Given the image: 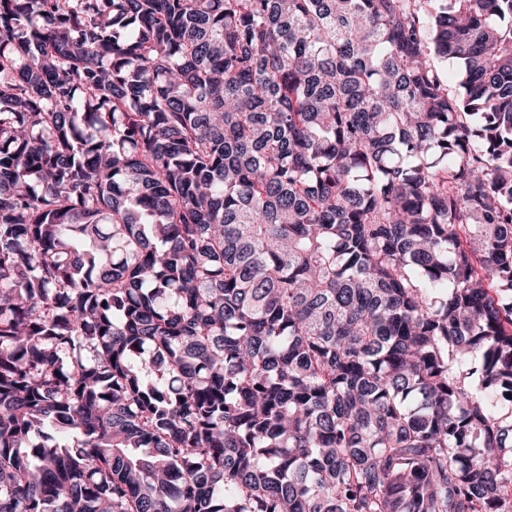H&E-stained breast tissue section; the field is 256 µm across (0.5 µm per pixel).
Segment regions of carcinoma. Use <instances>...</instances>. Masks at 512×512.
<instances>
[{
    "label": "carcinoma",
    "instance_id": "carcinoma-1",
    "mask_svg": "<svg viewBox=\"0 0 512 512\" xmlns=\"http://www.w3.org/2000/svg\"><path fill=\"white\" fill-rule=\"evenodd\" d=\"M509 393L512 0H0V512H512Z\"/></svg>",
    "mask_w": 512,
    "mask_h": 512
}]
</instances>
